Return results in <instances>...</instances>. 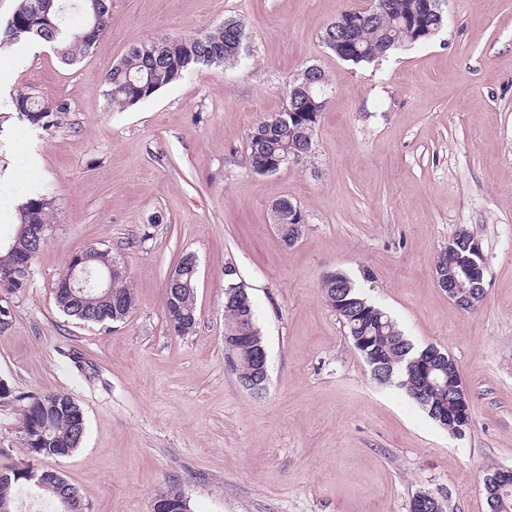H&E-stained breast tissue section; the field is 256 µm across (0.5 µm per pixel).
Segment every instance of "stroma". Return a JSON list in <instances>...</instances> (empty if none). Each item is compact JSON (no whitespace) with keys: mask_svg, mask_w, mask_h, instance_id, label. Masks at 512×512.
<instances>
[{"mask_svg":"<svg viewBox=\"0 0 512 512\" xmlns=\"http://www.w3.org/2000/svg\"><path fill=\"white\" fill-rule=\"evenodd\" d=\"M360 0H112L108 31L75 64L20 41L0 55V241L26 191L54 207L29 283L0 330V469L21 464L22 397L65 393L86 432L47 460L88 512H150L178 485L190 512H409L422 491L450 512H487L489 467L512 468V0H445L430 40L355 66L321 32ZM235 18L237 63L193 70L123 111L104 79L134 46L196 36ZM321 67L330 103L312 156L254 174L246 138L280 112L287 85ZM65 101L44 130L17 118L27 88ZM306 224L285 247L271 205ZM479 240L485 297L465 311L435 279L449 239ZM109 250L135 295L122 321L66 316L52 288L70 257ZM199 269L194 333L165 319L182 254ZM235 266L268 352L263 397L224 365V269ZM346 273L415 347L446 350L467 388L465 436L439 427L395 386L378 385L326 303Z\"/></svg>","mask_w":512,"mask_h":512,"instance_id":"1","label":"stroma"}]
</instances>
